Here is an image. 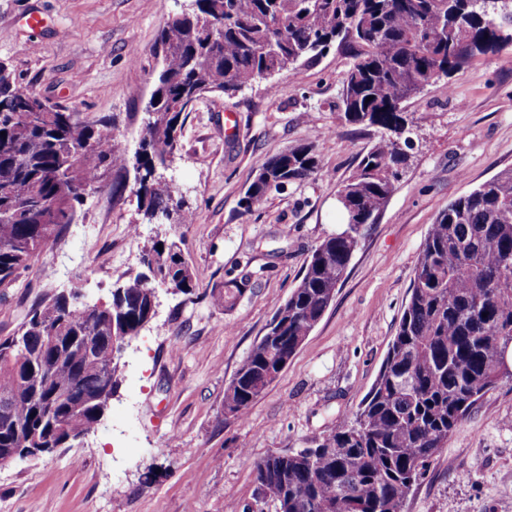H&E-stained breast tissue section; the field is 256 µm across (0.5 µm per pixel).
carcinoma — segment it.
I'll list each match as a JSON object with an SVG mask.
<instances>
[{"mask_svg":"<svg viewBox=\"0 0 512 512\" xmlns=\"http://www.w3.org/2000/svg\"><path fill=\"white\" fill-rule=\"evenodd\" d=\"M350 53L341 110L380 137L338 190L345 227L324 238L298 285L270 323L284 339H260L224 391L235 417L248 416L302 348L342 284L365 226L377 222L407 153L397 145L402 104L449 77L478 54L512 45V7L483 0H189L156 45L150 115L129 154L115 121L95 125L64 109L39 122L40 105L0 64V288L73 223L108 171H134L136 207L152 224H192L160 171L170 167L186 112L202 93H235L267 72H299L331 46ZM372 100H367V97ZM320 172L313 146L296 144L264 161L242 198L246 211L270 187ZM163 249H158V246ZM147 272L122 277L100 309L55 295L0 338V464L6 448H30L38 434L76 439L101 421L119 381L112 336L131 339L150 322L158 282L194 294L195 275L176 242L153 243ZM512 351V169L451 201L420 247L409 299L385 362L357 408L303 452L271 453L254 463V480L284 512H405L415 485L458 424L501 383Z\"/></svg>","mask_w":512,"mask_h":512,"instance_id":"cac0c4a2","label":"carcinoma"}]
</instances>
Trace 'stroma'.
I'll return each instance as SVG.
<instances>
[{"label":"stroma","mask_w":512,"mask_h":512,"mask_svg":"<svg viewBox=\"0 0 512 512\" xmlns=\"http://www.w3.org/2000/svg\"><path fill=\"white\" fill-rule=\"evenodd\" d=\"M176 0H0V63L18 84L87 124L111 116L136 146L158 68L155 40ZM36 14L42 27L25 19ZM350 56L330 50L235 94L212 92L188 113L169 169L192 224L143 222L124 176L93 193L73 224L0 295V337L58 292L109 300L143 269L158 240L177 241L197 288H156V312L119 353L123 378L96 429L53 452L0 464V512H277L253 463L313 446L374 383L408 300L420 246L438 212L512 168V47L475 56L403 104L414 145L378 223L304 346L246 419L224 413V390L312 250L341 227L336 192L376 131L339 109ZM233 130H226V118ZM312 145L321 174L241 199L260 164ZM137 225L130 237L129 225ZM241 287L233 306L214 292ZM160 469L145 483L147 467ZM406 512H512V384L489 391L449 437Z\"/></svg>","instance_id":"stroma-1"}]
</instances>
